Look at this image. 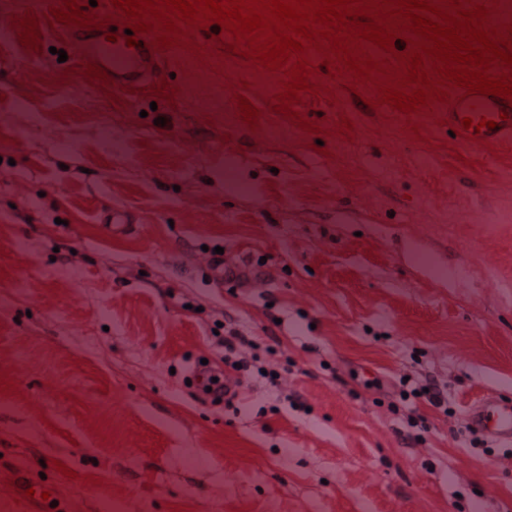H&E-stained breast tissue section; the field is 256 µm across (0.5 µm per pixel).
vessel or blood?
Instances as JSON below:
<instances>
[{
	"label": "vessel or blood",
	"mask_w": 512,
	"mask_h": 512,
	"mask_svg": "<svg viewBox=\"0 0 512 512\" xmlns=\"http://www.w3.org/2000/svg\"><path fill=\"white\" fill-rule=\"evenodd\" d=\"M116 32L117 41L107 38L109 32ZM124 28H113L106 24L96 30H84L77 34V50L81 58L89 64L103 68L108 82L119 89H136L146 86L152 77L159 55L151 47V34L139 37L135 47H128L123 36ZM479 121L482 118L495 120V128H482L479 136H471L462 130L461 141L471 142L472 146L489 148L512 142V104L497 96H484L476 93L465 98H453L448 106V121L460 128L464 117ZM108 232L120 234L129 231L132 218L118 208L102 209L98 217ZM468 425L484 436L498 442L503 447L512 446V402L498 394L488 393L474 401L466 414Z\"/></svg>",
	"instance_id": "obj_1"
}]
</instances>
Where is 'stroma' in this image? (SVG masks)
I'll use <instances>...</instances> for the list:
<instances>
[{"mask_svg":"<svg viewBox=\"0 0 512 512\" xmlns=\"http://www.w3.org/2000/svg\"><path fill=\"white\" fill-rule=\"evenodd\" d=\"M64 6L0 0V512H512V447L471 450L463 418L512 397V145L323 70L336 103L304 91L286 118L216 25L190 33L206 59L161 49L120 91L87 75ZM103 205L132 229L108 236ZM218 246L248 267L230 289ZM220 324L286 383L243 376L225 405L187 385L192 362L232 373ZM403 375L458 411L419 406L420 442L363 386Z\"/></svg>","mask_w":512,"mask_h":512,"instance_id":"stroma-1","label":"stroma"}]
</instances>
